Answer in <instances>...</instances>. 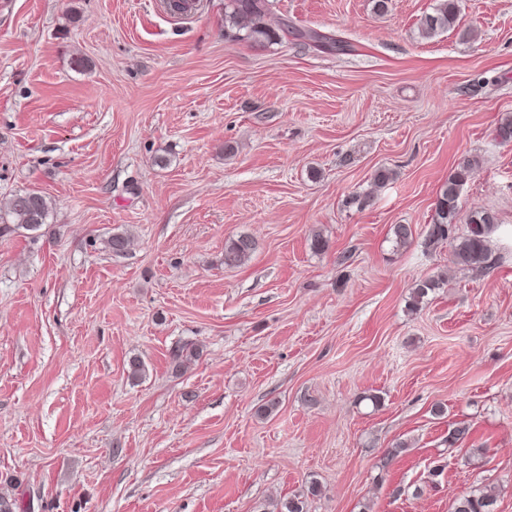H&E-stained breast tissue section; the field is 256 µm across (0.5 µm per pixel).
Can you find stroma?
Segmentation results:
<instances>
[{"label": "stroma", "mask_w": 512, "mask_h": 512, "mask_svg": "<svg viewBox=\"0 0 512 512\" xmlns=\"http://www.w3.org/2000/svg\"><path fill=\"white\" fill-rule=\"evenodd\" d=\"M436 3L270 0L280 36L258 45L225 36V0H0V203L52 205L0 236V496L450 512L491 486L512 512V0H458L454 27L421 37ZM467 159L461 215L502 224L485 275L424 245ZM396 224L413 230L397 252ZM242 234L256 249L226 267ZM178 345L195 356L175 364ZM283 29L286 33H294L295 35L311 42L314 46L324 50L343 52L346 49V46L343 44L344 41L340 38L336 37L335 39L333 37H328L311 29L300 30L288 24L287 21L283 22ZM51 211V203L37 190L15 194L5 211L0 210V234L13 231L10 224L35 231L47 224ZM256 243L248 235H240L224 245V264L237 267L244 264L254 253Z\"/></svg>", "instance_id": "stroma-1"}]
</instances>
